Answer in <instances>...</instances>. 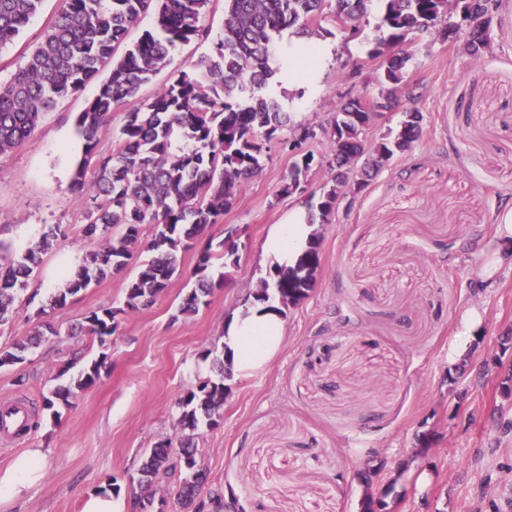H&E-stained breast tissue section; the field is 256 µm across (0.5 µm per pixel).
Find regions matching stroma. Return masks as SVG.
Instances as JSON below:
<instances>
[{"instance_id": "obj_1", "label": "stroma", "mask_w": 512, "mask_h": 512, "mask_svg": "<svg viewBox=\"0 0 512 512\" xmlns=\"http://www.w3.org/2000/svg\"><path fill=\"white\" fill-rule=\"evenodd\" d=\"M58 8L45 0L0 50V81L40 43ZM380 16L371 0L353 37L323 15L314 40L331 53L314 83L276 76L269 96L296 121L326 124L343 96L378 93L365 75ZM500 16L480 58L439 40L408 45L423 136L319 225L320 266L307 297L286 312L280 352L264 370L227 380L218 424L195 438L207 479L192 512H225L227 493L236 512H363L369 494L385 499V512H512V240L498 234L500 210L512 204V0ZM210 49L207 40L180 45L141 98ZM99 86L95 79L61 98L20 147L0 154V260L19 257L51 226L64 231L34 275L42 299L93 248L71 180L81 157L75 119ZM306 147L319 161L304 193H282L294 155L279 140L265 144L262 172L182 252L181 276L152 305L123 315L106 344L68 330L92 311L123 306L140 257L51 311L58 335L0 370V404L21 399L32 411L27 434L0 440V468L27 448L47 453L38 488L6 512H81L85 496L112 481L139 495L145 452L179 435L178 399L219 377L202 354L219 346L225 320L262 278L269 227L294 206L317 204L332 175L326 141ZM228 234L236 264L207 305L179 316L200 249ZM470 309L481 320L464 336ZM98 359L99 381L52 417L45 399L56 374Z\"/></svg>"}]
</instances>
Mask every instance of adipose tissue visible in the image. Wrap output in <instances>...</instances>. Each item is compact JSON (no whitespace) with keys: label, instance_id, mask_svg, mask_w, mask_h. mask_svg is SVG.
<instances>
[{"label":"adipose tissue","instance_id":"obj_1","mask_svg":"<svg viewBox=\"0 0 512 512\" xmlns=\"http://www.w3.org/2000/svg\"><path fill=\"white\" fill-rule=\"evenodd\" d=\"M307 218V209L298 205L289 211L284 223L270 228L261 252L262 270L294 266L314 231ZM284 340L285 323L276 303L254 300L226 320L221 346L235 373L249 376L268 364ZM45 465L44 449L28 448L0 469V507L27 496L37 487Z\"/></svg>","mask_w":512,"mask_h":512}]
</instances>
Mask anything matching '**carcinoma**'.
Here are the masks:
<instances>
[{"label":"carcinoma","mask_w":512,"mask_h":512,"mask_svg":"<svg viewBox=\"0 0 512 512\" xmlns=\"http://www.w3.org/2000/svg\"><path fill=\"white\" fill-rule=\"evenodd\" d=\"M44 2L0 0V50L14 41ZM209 2L60 0L42 41L8 81L0 82L4 153L22 145L59 98L80 91L111 65L76 121L84 157L74 169L72 188L85 205L83 237L97 249L36 310L39 323L33 334L0 346V369L23 362L44 337L59 335L54 324L44 320L46 308L62 306L91 283L124 269L141 245L145 224L154 229L147 247L151 255L126 283L124 307L93 311L71 332L95 336L103 344L117 331L118 315L152 304L181 273L178 255L218 223L247 181L262 170L263 142L284 130L291 132L285 144L296 152L282 187L288 195L306 191L308 172L316 163L313 152L298 149L320 133L329 141L334 175L320 188V201L309 216L311 224L329 223L348 181L367 186L382 166L408 153L422 137L424 115L410 109L403 112L398 131L370 142L364 138L370 114L394 110L404 95L414 97L405 79L412 56L392 48L430 37L458 43L464 52L478 56L491 48L501 7V0H378L387 35L377 39L368 58L382 59L369 75L379 93L348 96L326 128L294 125L290 113L263 93L276 74L273 50L286 30L314 35L312 23L326 10L345 23L362 18L366 0H225L224 27L212 51L180 71L152 99L141 100V87L169 65L178 45L207 35L200 19ZM149 11L155 16V30L146 32L122 58H114L116 46ZM116 106L126 107L121 136L111 153L101 154L98 145L109 132ZM61 234L60 227L51 228L20 257L0 264V326L14 318L17 299L31 286L43 255ZM319 242L314 236L297 267L276 274L258 289L257 297L274 298L284 310L305 298L320 263ZM218 248V255L210 245L200 252L191 272L195 288L183 299L180 314H194L224 280L222 274L214 279L213 260L236 254L233 232H227ZM209 357L220 366L221 379L202 380L178 400V448H172L169 439L144 455L141 484L151 485L163 470L184 472L173 500L165 502L170 512H188L194 504L205 472L193 440L200 427L218 424L224 380L232 377L224 356L207 350L204 358ZM101 368L102 362L95 361L68 379V369L60 371L58 383L45 397L46 409L60 415V408L69 407L78 392L99 379Z\"/></svg>","instance_id":"obj_1"}]
</instances>
